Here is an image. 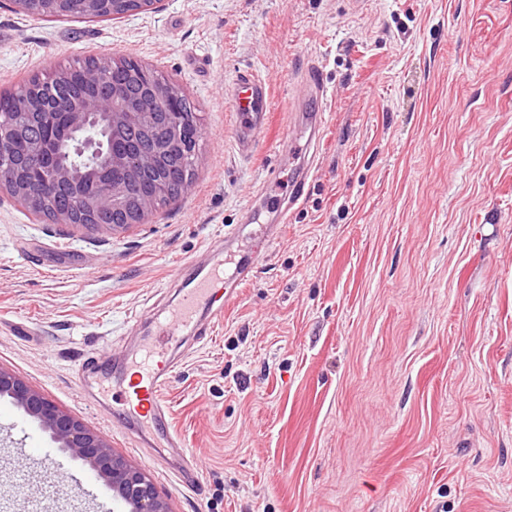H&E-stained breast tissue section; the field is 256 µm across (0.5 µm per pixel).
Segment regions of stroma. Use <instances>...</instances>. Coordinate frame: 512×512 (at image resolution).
Wrapping results in <instances>:
<instances>
[{
  "instance_id": "obj_1",
  "label": "stroma",
  "mask_w": 512,
  "mask_h": 512,
  "mask_svg": "<svg viewBox=\"0 0 512 512\" xmlns=\"http://www.w3.org/2000/svg\"><path fill=\"white\" fill-rule=\"evenodd\" d=\"M103 52L162 74L204 136L187 192L114 233L0 194V367L102 434L170 512H512V0H159L93 22L0 0V91ZM327 100L304 95L309 65ZM270 87L252 156L231 94ZM322 109L319 144L310 112ZM304 193L288 200L294 184ZM258 253L165 394L184 486L126 436L112 370L184 263ZM42 476L21 482L13 446ZM0 398V512H109L111 486Z\"/></svg>"
}]
</instances>
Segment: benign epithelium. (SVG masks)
Returning a JSON list of instances; mask_svg holds the SVG:
<instances>
[{"label": "benign epithelium", "mask_w": 512, "mask_h": 512, "mask_svg": "<svg viewBox=\"0 0 512 512\" xmlns=\"http://www.w3.org/2000/svg\"><path fill=\"white\" fill-rule=\"evenodd\" d=\"M127 57L112 53L100 55L97 70L90 73L82 90L65 95L56 104L57 92L68 80L66 70H56L39 79L40 97L22 98L18 111L0 114V157L23 147L28 173L0 169V193L27 202L40 215L55 223H69L56 212L52 199L55 188L68 186L81 204L83 221L79 226L112 233L144 222L156 207V199L142 198L128 211L124 224H104L101 217L129 201L127 187L138 178L139 169L162 154L179 153L197 157L200 138H185L187 117L182 112H157L148 98L127 97L117 90L113 99L120 104L103 109L96 89L109 75V69L122 67ZM164 120L166 135L152 151L141 155L130 149L112 147V132L148 130ZM100 126L109 140H77L75 151L85 157L86 168L75 172L60 163L54 154V138H72L74 134ZM8 397L34 418L62 450L82 460L112 485L113 496L126 506V512H169L152 477L143 469L116 455L105 438L60 408L15 374L0 367V398Z\"/></svg>", "instance_id": "obj_1"}]
</instances>
